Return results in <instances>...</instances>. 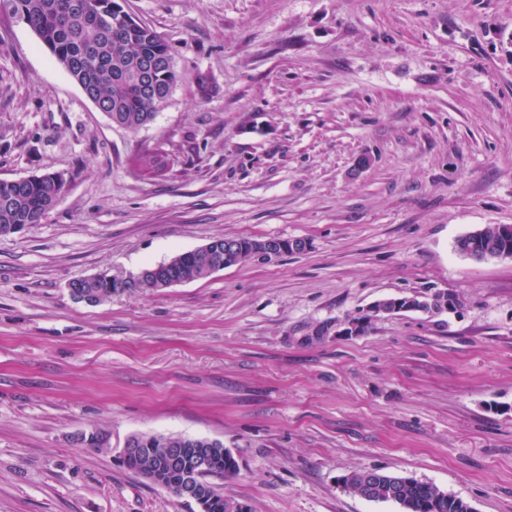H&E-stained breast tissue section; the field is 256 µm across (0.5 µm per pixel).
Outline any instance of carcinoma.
I'll use <instances>...</instances> for the list:
<instances>
[{"label": "carcinoma", "mask_w": 512, "mask_h": 512, "mask_svg": "<svg viewBox=\"0 0 512 512\" xmlns=\"http://www.w3.org/2000/svg\"><path fill=\"white\" fill-rule=\"evenodd\" d=\"M7 10L27 25L57 63L80 85L85 95L110 120L136 129L152 122L177 83L178 72L169 41L152 28L134 20L121 0H0ZM139 170L157 175L167 164L159 152L136 160ZM65 181L59 173L33 175L23 182L0 179V235L13 224H39L56 205ZM239 243L232 264L250 260L271 262L259 253L261 240L236 238ZM497 246L493 226L478 239L471 258L482 261ZM215 269L193 249L144 268L146 274L121 273L102 281L79 279L77 291L91 304L112 300L129 291L154 292L174 281L193 282L210 276ZM139 451L123 464L136 474H147L146 464L165 454L171 444L186 448L181 463L157 472L152 484L182 496L183 486L192 481L203 489L200 512H238L240 501L227 497L210 478H231L238 464L223 443L182 435L141 434ZM207 456L208 469L198 470L196 453ZM367 470H355L341 478L343 488L374 502H393L401 512H473L471 505L441 491L436 485L413 477L379 473L372 485L364 484Z\"/></svg>", "instance_id": "obj_1"}]
</instances>
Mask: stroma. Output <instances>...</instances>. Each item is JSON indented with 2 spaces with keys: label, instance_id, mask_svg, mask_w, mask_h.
Returning a JSON list of instances; mask_svg holds the SVG:
<instances>
[{
  "label": "stroma",
  "instance_id": "obj_1",
  "mask_svg": "<svg viewBox=\"0 0 512 512\" xmlns=\"http://www.w3.org/2000/svg\"><path fill=\"white\" fill-rule=\"evenodd\" d=\"M123 6L179 74L137 129L0 12V179L68 176L0 236V512H198L123 465L134 434L221 441L251 512H400L341 488L363 468L512 512V260L455 249L512 225V0ZM147 152L162 176L135 170ZM217 236L309 247L100 305L68 291ZM436 292L457 308L346 332Z\"/></svg>",
  "mask_w": 512,
  "mask_h": 512
}]
</instances>
